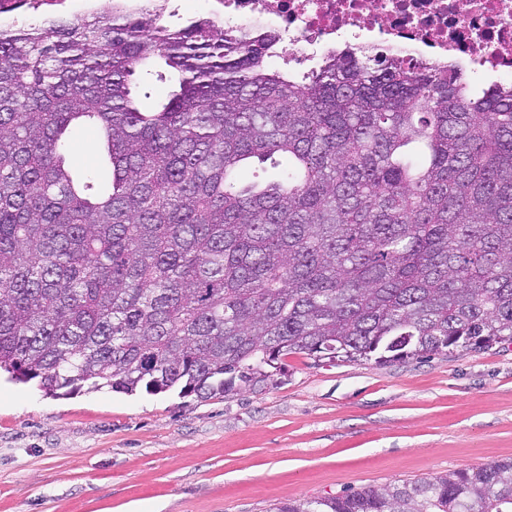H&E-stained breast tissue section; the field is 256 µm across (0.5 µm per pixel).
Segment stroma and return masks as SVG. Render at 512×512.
I'll use <instances>...</instances> for the list:
<instances>
[{
  "instance_id": "obj_1",
  "label": "stroma",
  "mask_w": 512,
  "mask_h": 512,
  "mask_svg": "<svg viewBox=\"0 0 512 512\" xmlns=\"http://www.w3.org/2000/svg\"><path fill=\"white\" fill-rule=\"evenodd\" d=\"M111 7H22L0 26ZM66 140L76 172L102 168L91 126ZM510 457L512 341L388 364L292 355L278 385L207 400L0 375V512H269Z\"/></svg>"
}]
</instances>
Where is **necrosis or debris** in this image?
Wrapping results in <instances>:
<instances>
[{
    "label": "necrosis or debris",
    "mask_w": 512,
    "mask_h": 512,
    "mask_svg": "<svg viewBox=\"0 0 512 512\" xmlns=\"http://www.w3.org/2000/svg\"><path fill=\"white\" fill-rule=\"evenodd\" d=\"M224 22L279 32L312 53L353 45L512 81V0H224Z\"/></svg>",
    "instance_id": "4bbe7bcc"
}]
</instances>
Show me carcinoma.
<instances>
[{
	"instance_id": "carcinoma-1",
	"label": "carcinoma",
	"mask_w": 512,
	"mask_h": 512,
	"mask_svg": "<svg viewBox=\"0 0 512 512\" xmlns=\"http://www.w3.org/2000/svg\"><path fill=\"white\" fill-rule=\"evenodd\" d=\"M130 2L0 28V371L208 399L294 354L512 341V84L369 47L296 73L274 30ZM161 66L176 86L146 108ZM74 123L107 184L70 167ZM253 158L285 165L244 182ZM271 512H512V458Z\"/></svg>"
}]
</instances>
